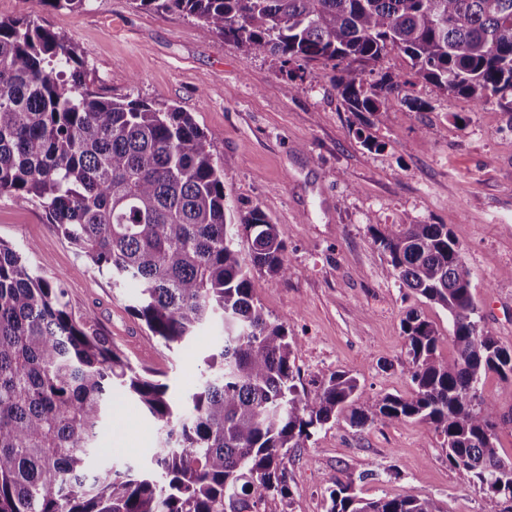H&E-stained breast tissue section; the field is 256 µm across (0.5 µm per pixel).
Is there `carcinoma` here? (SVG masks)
<instances>
[{"mask_svg":"<svg viewBox=\"0 0 512 512\" xmlns=\"http://www.w3.org/2000/svg\"><path fill=\"white\" fill-rule=\"evenodd\" d=\"M180 12L254 56L276 58L293 91L310 64L370 65L389 50L415 81L336 79L356 112H385L400 86L432 84L484 105H512V0H132ZM33 203L114 283L139 288L133 314L168 349L206 326L220 351L177 405L168 385L137 371L76 315L60 281L40 276L0 240V512H257L289 494L285 459L326 424L415 420L432 428L484 512L512 499V460L499 453L498 417L479 390L512 379V349L481 325L473 273L446 224L371 229L388 273L448 312L455 356L416 311L402 320L409 398L371 396L333 373L308 395L297 344L255 298L254 274L288 277L286 232L262 209L234 210L224 170L191 113L86 82L77 48L35 18L0 17V195ZM249 243L243 258L239 239ZM163 432L152 465L91 470L114 389ZM327 512H444L433 497L363 500L352 484Z\"/></svg>","mask_w":512,"mask_h":512,"instance_id":"1","label":"carcinoma"}]
</instances>
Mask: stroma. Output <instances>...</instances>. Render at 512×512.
I'll return each instance as SVG.
<instances>
[{"label": "stroma", "mask_w": 512, "mask_h": 512, "mask_svg": "<svg viewBox=\"0 0 512 512\" xmlns=\"http://www.w3.org/2000/svg\"><path fill=\"white\" fill-rule=\"evenodd\" d=\"M37 17L77 46L87 82L102 96L165 102L192 114L224 171V191L245 212L258 207L287 232V278L255 275L256 298L296 340L307 392L334 372L356 377L369 394L410 397L414 385L401 320L417 310L440 333L441 358L453 356L448 313L399 287L372 229L445 224L473 273L485 327L512 348V108L483 106L429 83L415 87L423 107L395 102L382 113L353 111L334 88L332 67L307 68L295 91L273 57L252 56L179 13L141 10L132 0H90L55 10L37 0H0L1 17ZM370 134L375 147L364 145ZM0 239L49 280L61 279L72 309L91 312L137 370L163 375L174 397L203 379V360L222 343L203 329L181 351L167 349L131 312L138 294L113 286L48 223L34 204L0 195ZM498 411L502 456L512 458V380L482 385ZM157 423L122 394L102 425L110 463L150 465ZM288 496L263 512H327L336 482L359 497L431 496L447 512H482L485 493L461 485L427 425L346 421L317 430L290 449Z\"/></svg>", "instance_id": "obj_1"}]
</instances>
